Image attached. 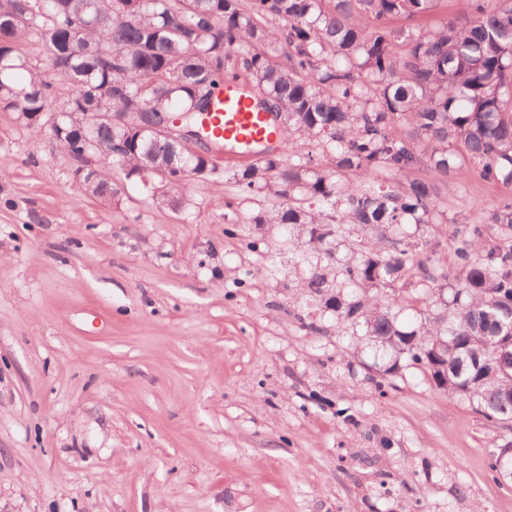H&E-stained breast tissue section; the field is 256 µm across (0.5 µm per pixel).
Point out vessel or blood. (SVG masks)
<instances>
[{"mask_svg":"<svg viewBox=\"0 0 512 512\" xmlns=\"http://www.w3.org/2000/svg\"><path fill=\"white\" fill-rule=\"evenodd\" d=\"M205 122L216 139L243 149L270 144L275 136L271 114L259 109L236 80H225L216 92Z\"/></svg>","mask_w":512,"mask_h":512,"instance_id":"1","label":"vessel or blood"}]
</instances>
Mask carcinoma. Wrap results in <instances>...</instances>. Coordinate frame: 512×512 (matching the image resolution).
<instances>
[{
	"label": "carcinoma",
	"instance_id": "obj_1",
	"mask_svg": "<svg viewBox=\"0 0 512 512\" xmlns=\"http://www.w3.org/2000/svg\"><path fill=\"white\" fill-rule=\"evenodd\" d=\"M444 2L0 0V110L31 129L49 118L58 147L79 162L75 176L86 193L112 200L117 191L102 174L118 169L145 185L158 179L154 202L179 209L192 205L186 181L214 170L208 152L187 149L183 136L162 149L128 118L176 115L188 123L208 111L225 78L243 80L253 97H268L282 148L233 173L243 194L282 199L252 223L305 228L322 252L303 283L316 294L333 283L326 245L335 226L381 227L378 244L345 262L351 300L331 296L327 306L485 419L508 421L512 406L490 393L508 379L491 372L483 337L512 325V199L458 231L450 313L406 327L369 295L413 277L446 286L445 268L417 258L418 241L403 231L457 223L437 181L512 185V0H460L455 18L442 14ZM402 19L422 23L395 25ZM21 38L42 44L44 58L21 54ZM107 95L115 120H86L103 111ZM302 139L320 142L325 165L284 154ZM419 167L431 177L408 178ZM376 171L388 178L372 179ZM486 225L507 244L482 251ZM435 348L440 369L430 367Z\"/></svg>",
	"mask_w": 512,
	"mask_h": 512
}]
</instances>
